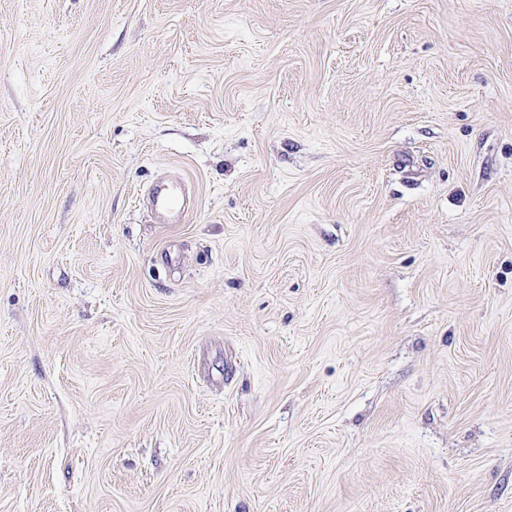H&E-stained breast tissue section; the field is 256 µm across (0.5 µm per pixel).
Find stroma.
Returning a JSON list of instances; mask_svg holds the SVG:
<instances>
[{
    "instance_id": "35a3bbf8",
    "label": "stroma",
    "mask_w": 512,
    "mask_h": 512,
    "mask_svg": "<svg viewBox=\"0 0 512 512\" xmlns=\"http://www.w3.org/2000/svg\"><path fill=\"white\" fill-rule=\"evenodd\" d=\"M0 512H512V0H0ZM185 193L182 185L171 176L159 177L148 192V205L155 219L161 224H180L183 208L178 195Z\"/></svg>"
}]
</instances>
